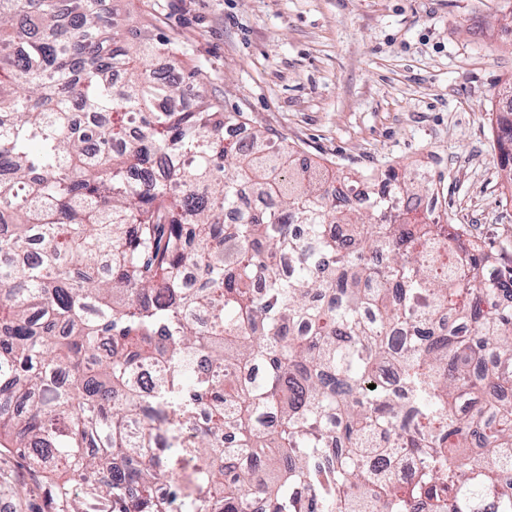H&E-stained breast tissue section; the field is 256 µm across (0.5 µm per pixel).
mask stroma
I'll return each instance as SVG.
<instances>
[{
  "mask_svg": "<svg viewBox=\"0 0 512 512\" xmlns=\"http://www.w3.org/2000/svg\"><path fill=\"white\" fill-rule=\"evenodd\" d=\"M124 32L190 44L210 98L342 170L419 168L435 213L512 261L498 166L499 84L512 79V0H107ZM18 453H0V512H62Z\"/></svg>",
  "mask_w": 512,
  "mask_h": 512,
  "instance_id": "obj_1",
  "label": "stroma"
}]
</instances>
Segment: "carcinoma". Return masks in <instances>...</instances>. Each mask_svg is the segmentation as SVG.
Here are the masks:
<instances>
[{
	"instance_id": "carcinoma-1",
	"label": "carcinoma",
	"mask_w": 512,
	"mask_h": 512,
	"mask_svg": "<svg viewBox=\"0 0 512 512\" xmlns=\"http://www.w3.org/2000/svg\"><path fill=\"white\" fill-rule=\"evenodd\" d=\"M68 2L0 0V437L51 496L85 512L76 473L109 512H512V267L410 204L424 173L226 141L243 115L187 45ZM493 134L512 190V118Z\"/></svg>"
}]
</instances>
